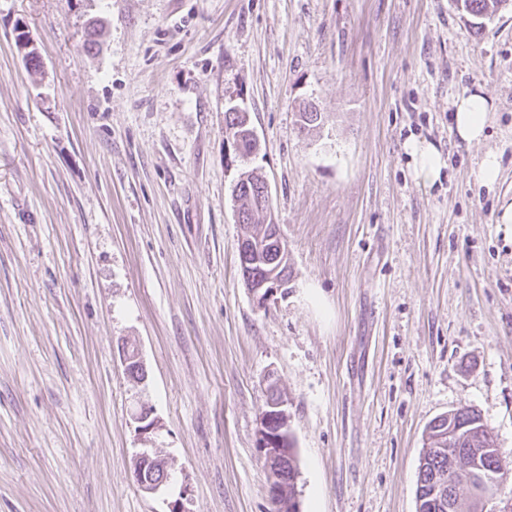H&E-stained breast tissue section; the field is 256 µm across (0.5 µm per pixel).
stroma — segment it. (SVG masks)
Returning <instances> with one entry per match:
<instances>
[{
    "label": "stroma",
    "mask_w": 512,
    "mask_h": 512,
    "mask_svg": "<svg viewBox=\"0 0 512 512\" xmlns=\"http://www.w3.org/2000/svg\"><path fill=\"white\" fill-rule=\"evenodd\" d=\"M474 89L493 113L469 144L449 113ZM310 101L325 122L302 133ZM232 105L288 242V293L263 307L240 271ZM413 138L447 161L433 183ZM510 204L511 8L476 33L453 0H0V512H271L272 378L300 512H416L425 430L462 406L512 498ZM148 441L177 471L155 495L133 473ZM288 401L283 397L275 402H269L267 409L264 410L259 419V428L256 433V448L262 459L266 462V470L269 478L272 500L277 503L280 497L285 496L288 490V511H278L274 508V512H293L290 507L294 505L293 499H296V507L299 502L296 495V479L298 476L295 441L288 430V449L282 448L285 444V438L280 434V429L272 430L274 423H284L283 427L288 426ZM288 458V488L285 481V463ZM281 462V463H280Z\"/></svg>",
    "instance_id": "1"
}]
</instances>
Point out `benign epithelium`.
I'll return each mask as SVG.
<instances>
[{"label":"benign epithelium","instance_id":"benign-epithelium-1","mask_svg":"<svg viewBox=\"0 0 512 512\" xmlns=\"http://www.w3.org/2000/svg\"><path fill=\"white\" fill-rule=\"evenodd\" d=\"M275 248L278 252V264L273 266L263 281L254 279L248 268L247 261H242L241 272L247 287L251 291L257 304L265 305L274 296L283 292L287 287L284 273L281 269L288 259V248L281 238L276 239ZM122 363L125 371H134L144 374L146 365L140 353L136 350H124ZM288 401L279 399L269 402L259 419V428L256 433L255 445L259 448L262 459L266 462V470L269 478L272 500L277 502L287 492L285 481L284 461L288 458V450L284 449L285 438L280 430L273 429L276 423H288ZM133 420L138 424V431L142 435L152 432L156 427V421L152 418V410L141 407L133 414ZM137 466L134 474L139 487L146 493L155 494L166 489L172 478L173 470L170 461L160 455L153 448H142L135 455Z\"/></svg>","mask_w":512,"mask_h":512}]
</instances>
